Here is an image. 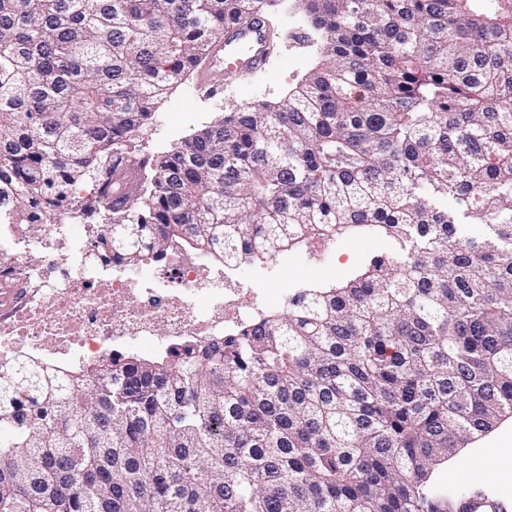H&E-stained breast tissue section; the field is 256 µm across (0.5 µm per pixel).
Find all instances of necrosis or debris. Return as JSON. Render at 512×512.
<instances>
[{
  "mask_svg": "<svg viewBox=\"0 0 512 512\" xmlns=\"http://www.w3.org/2000/svg\"><path fill=\"white\" fill-rule=\"evenodd\" d=\"M94 237L74 233L66 213L0 225V362L24 352L86 361L137 344L174 349L238 332L261 309L262 286L178 256L148 281L113 266L86 270Z\"/></svg>",
  "mask_w": 512,
  "mask_h": 512,
  "instance_id": "obj_1",
  "label": "necrosis or debris"
}]
</instances>
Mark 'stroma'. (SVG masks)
<instances>
[{
    "label": "stroma",
    "mask_w": 512,
    "mask_h": 512,
    "mask_svg": "<svg viewBox=\"0 0 512 512\" xmlns=\"http://www.w3.org/2000/svg\"><path fill=\"white\" fill-rule=\"evenodd\" d=\"M308 34L304 46H296L294 34ZM267 64L256 71H239L224 79L222 95L198 93V75H190L173 87L159 103L150 124L136 133V152L163 155L225 113L254 102L275 103L302 81L321 56L322 37L310 31L298 0H282L271 28ZM390 244L377 236L343 238L334 244L319 245L306 252L280 254L270 265H243L237 278L243 287L254 285L255 277L265 279L264 306L281 307V298L301 286L325 285L352 273L366 258L390 251ZM495 470L461 480L469 458L457 454L453 467L437 469L433 482L441 488L481 487L486 492L512 497V450L495 448Z\"/></svg>",
    "instance_id": "stroma-1"
}]
</instances>
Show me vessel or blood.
<instances>
[{"label": "vessel or blood", "instance_id": "1", "mask_svg": "<svg viewBox=\"0 0 512 512\" xmlns=\"http://www.w3.org/2000/svg\"><path fill=\"white\" fill-rule=\"evenodd\" d=\"M267 38V32L258 22L234 25L232 38L213 48L212 70L202 80V88L222 92L225 76L242 68L262 65ZM455 512H512V499L469 494L456 501Z\"/></svg>", "mask_w": 512, "mask_h": 512}]
</instances>
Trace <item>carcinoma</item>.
<instances>
[{
    "instance_id": "1",
    "label": "carcinoma",
    "mask_w": 512,
    "mask_h": 512,
    "mask_svg": "<svg viewBox=\"0 0 512 512\" xmlns=\"http://www.w3.org/2000/svg\"><path fill=\"white\" fill-rule=\"evenodd\" d=\"M274 0H0V223L111 218L89 268L392 250L238 335L0 367V512H453L512 417V0H302L322 60L167 155L133 134Z\"/></svg>"
}]
</instances>
